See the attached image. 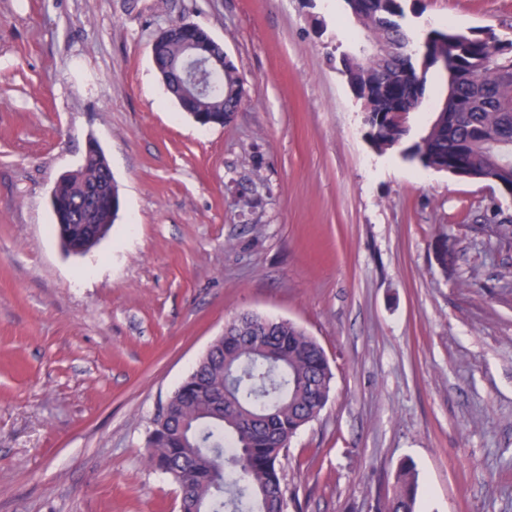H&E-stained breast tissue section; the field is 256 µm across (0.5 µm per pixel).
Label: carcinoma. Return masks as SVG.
I'll list each match as a JSON object with an SVG mask.
<instances>
[{
    "label": "carcinoma",
    "mask_w": 512,
    "mask_h": 512,
    "mask_svg": "<svg viewBox=\"0 0 512 512\" xmlns=\"http://www.w3.org/2000/svg\"><path fill=\"white\" fill-rule=\"evenodd\" d=\"M377 51L361 62L342 59L347 84L365 114L368 141L379 151L405 146L403 157L439 172L462 167L479 176L492 167L512 174V41L446 28L431 31L418 57L405 25V0H343ZM183 55L182 44L155 46L158 75ZM444 73L448 101L416 130L411 113L426 96L429 69ZM239 76L214 73L192 109L224 123L242 105ZM102 151L62 177L52 203L65 222L60 234L89 252L110 232L120 205L117 186L102 191L88 218L79 215L87 190L108 183ZM333 373L323 348L295 322L250 312L224 327L154 420L148 466L180 491L181 512H286L280 459L297 432L316 420L331 392ZM419 472L398 466L377 512H415Z\"/></svg>",
    "instance_id": "carcinoma-1"
}]
</instances>
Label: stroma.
I'll return each instance as SVG.
<instances>
[{"instance_id": "1", "label": "stroma", "mask_w": 512, "mask_h": 512, "mask_svg": "<svg viewBox=\"0 0 512 512\" xmlns=\"http://www.w3.org/2000/svg\"><path fill=\"white\" fill-rule=\"evenodd\" d=\"M185 20L243 82L198 126L151 44ZM512 39V0H420ZM342 0H0V512H179L152 422L241 312L287 319L334 378L282 459L288 512H512V196L367 142ZM96 141L121 207L66 254L50 193ZM419 472L411 460L398 466L391 490L378 501L377 512H415Z\"/></svg>"}]
</instances>
